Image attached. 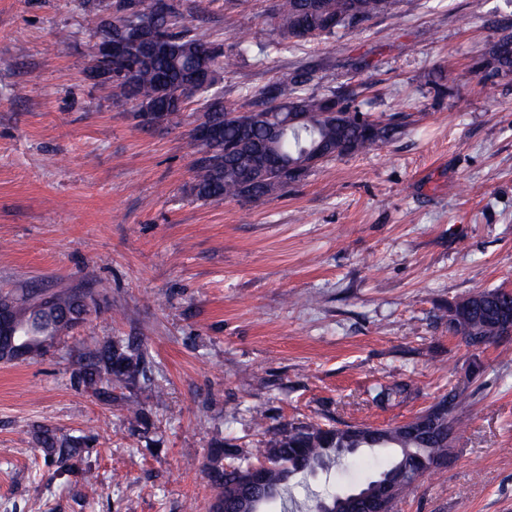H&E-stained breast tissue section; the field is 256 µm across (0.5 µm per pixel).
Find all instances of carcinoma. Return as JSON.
I'll use <instances>...</instances> for the list:
<instances>
[{"label":"carcinoma","mask_w":512,"mask_h":512,"mask_svg":"<svg viewBox=\"0 0 512 512\" xmlns=\"http://www.w3.org/2000/svg\"><path fill=\"white\" fill-rule=\"evenodd\" d=\"M152 0H84L86 21L94 32H101L112 19L116 36L131 41L138 28L150 29L154 49L135 50L134 70L123 79L112 81L124 98L134 104L143 123L154 124L149 112L156 106L163 111V122L179 126L184 120L186 100L198 96L204 104L199 127L217 128L220 136L200 147L194 164L190 194L200 201H257L288 189L291 181L272 175L249 180L245 172L253 158L272 149L266 125L282 112H296L305 118L298 125L284 128L277 144L282 161L278 170L296 168L299 177L316 164L304 161L313 154L320 160L363 152L396 140L402 124L394 118L380 119L360 112L351 97L331 90L324 94L306 91V80L298 74L285 76L262 89L264 107L250 112L252 121H240L238 109L224 102L218 84L224 73V47L196 26L179 23L184 18L179 0H167L155 12ZM398 0H276L272 19L279 40L277 51L295 41L330 36L339 28H354L371 17L393 10ZM512 45V34L504 35L491 49V68L480 79L483 89L495 86L500 76L512 74V52L500 48ZM93 293L76 289L50 295L32 291L21 298L0 296V303L11 304L15 320L22 328L21 342L27 357L42 354L65 331L86 322L89 311L80 300ZM512 325V290L492 288L473 292L448 305V333L460 336L474 351L469 378L484 373L478 352L499 340ZM85 363L79 369V382L99 399L109 401L120 386L148 381L144 354L130 343L91 342L84 346ZM472 393L456 385L437 402L418 412L411 420L388 426L362 422L344 427H322L315 423H290L268 447L256 449L259 467L268 474L266 488L259 491L257 512H269L270 504H287L296 488L307 491V512H363L361 491L379 482H387L394 499L413 489L425 474L448 466L453 440L465 424L463 410ZM42 451L53 458L60 471L72 472L87 443L84 439L60 438L45 426L34 429ZM379 451L385 455L373 465L372 474L356 486L336 492L328 488L310 490V479L320 471L357 464L364 453ZM373 460V457L366 458ZM251 465L224 468L214 464L208 476L216 488L215 500L225 499L228 508H236L232 498Z\"/></svg>","instance_id":"cac0c4a2"}]
</instances>
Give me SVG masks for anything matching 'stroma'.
I'll return each instance as SVG.
<instances>
[{"label":"stroma","instance_id":"obj_1","mask_svg":"<svg viewBox=\"0 0 512 512\" xmlns=\"http://www.w3.org/2000/svg\"><path fill=\"white\" fill-rule=\"evenodd\" d=\"M181 3L223 43L237 108L298 72L405 133L259 201H199L200 100L181 127L144 125L120 89L86 78L81 0H0V292L100 291L89 323L44 355L0 362V512H209L214 447L245 455L290 422L411 419L467 383L449 302L512 289V76L491 96L478 85L512 0H399L278 52L276 0ZM93 339L141 344L148 383L108 403L86 390ZM480 359L447 468L394 512H512V337ZM401 381L408 393L375 400ZM35 424L89 437L77 472L45 459Z\"/></svg>","mask_w":512,"mask_h":512}]
</instances>
